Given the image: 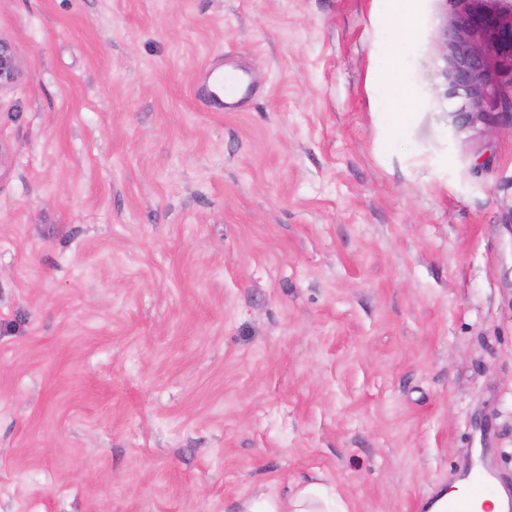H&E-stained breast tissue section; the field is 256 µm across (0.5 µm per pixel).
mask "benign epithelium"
<instances>
[{"label":"benign epithelium","instance_id":"benign-epithelium-1","mask_svg":"<svg viewBox=\"0 0 512 512\" xmlns=\"http://www.w3.org/2000/svg\"><path fill=\"white\" fill-rule=\"evenodd\" d=\"M453 12L443 32L440 58L446 97L471 123L512 115V5L498 0H448ZM22 76L8 41L0 37V92Z\"/></svg>","mask_w":512,"mask_h":512}]
</instances>
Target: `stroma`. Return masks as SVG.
Segmentation results:
<instances>
[{"instance_id":"stroma-1","label":"stroma","mask_w":512,"mask_h":512,"mask_svg":"<svg viewBox=\"0 0 512 512\" xmlns=\"http://www.w3.org/2000/svg\"><path fill=\"white\" fill-rule=\"evenodd\" d=\"M445 0H0V512H422L512 487V118ZM258 87L216 112L201 74ZM22 76V66L8 41L0 37V92L13 86ZM244 512H348L336 493L323 484L312 481L299 487L293 493L287 492L279 503L268 501H246Z\"/></svg>"}]
</instances>
